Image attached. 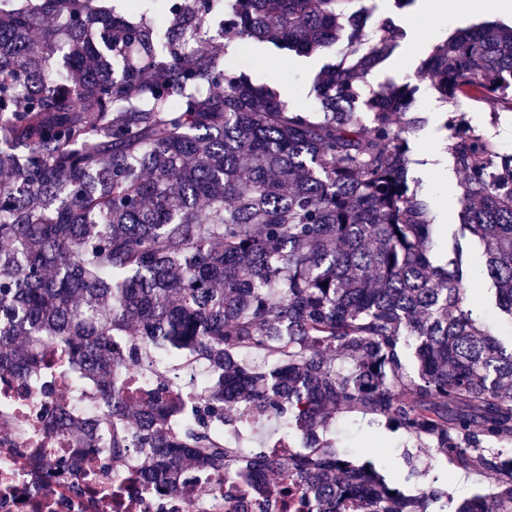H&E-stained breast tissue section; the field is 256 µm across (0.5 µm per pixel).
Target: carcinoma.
<instances>
[{
  "mask_svg": "<svg viewBox=\"0 0 512 512\" xmlns=\"http://www.w3.org/2000/svg\"><path fill=\"white\" fill-rule=\"evenodd\" d=\"M354 0H179L127 22L94 0H0V380L64 348L100 391V423L51 413L82 448L119 462L141 490L185 479L288 475L302 512H512V344L467 307L462 258L435 257V224L407 182L417 87L351 105L393 54ZM309 53L342 44L313 86L314 110L224 66L203 40ZM427 72L443 99L512 102V27L484 25L438 46ZM463 234L484 248L496 305L512 319V152L461 121ZM205 365L199 408L172 413L194 381L165 360ZM260 351L256 365L244 354ZM148 401L118 380L141 361ZM358 412L495 480L454 501L405 450L392 477L326 438ZM274 415L300 439L283 462L244 454L225 427ZM496 447L491 448L489 444Z\"/></svg>",
  "mask_w": 512,
  "mask_h": 512,
  "instance_id": "carcinoma-1",
  "label": "carcinoma"
}]
</instances>
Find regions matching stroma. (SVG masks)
<instances>
[{"label": "stroma", "instance_id": "1", "mask_svg": "<svg viewBox=\"0 0 512 512\" xmlns=\"http://www.w3.org/2000/svg\"><path fill=\"white\" fill-rule=\"evenodd\" d=\"M421 4L422 0H410L403 6L397 0H358V7L365 10L368 30H376L379 23L388 20L400 29L401 38L391 57L361 84V100L354 109L363 111L364 100L380 86L406 82L418 85L415 111L420 122L410 137L409 175L427 200L430 217L437 226V253L446 256L454 248H461L466 282L478 288L469 304L475 312L483 314L497 336L507 340L512 338V320L503 317L495 306L483 247L475 240L456 236L463 176L455 168L450 147L451 124L462 118L487 143L512 151V109L493 98L462 96L443 100L433 87L425 64L433 50L457 31L487 21L512 26V14L486 10L480 0H448L447 9L428 17L423 14ZM226 46L227 67L248 73L256 83L289 91V106L307 109L315 108L313 84L327 64L334 61L337 52L332 46L299 55L272 42ZM330 435L343 447L357 448V461H370L389 471L398 466L407 444L400 432L368 426L366 419L357 413L338 415ZM417 454L427 478H438L452 497L493 489L490 479L480 472L448 468L434 449L421 448Z\"/></svg>", "mask_w": 512, "mask_h": 512}]
</instances>
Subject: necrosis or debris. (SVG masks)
Returning <instances> with one entry per match:
<instances>
[{
	"label": "necrosis or debris",
	"instance_id": "necrosis-or-debris-1",
	"mask_svg": "<svg viewBox=\"0 0 512 512\" xmlns=\"http://www.w3.org/2000/svg\"><path fill=\"white\" fill-rule=\"evenodd\" d=\"M44 352L36 375L0 384V425L8 429L0 440V512H154L149 499L114 472L98 466L89 473L56 469L77 448L68 433L45 428L46 403L94 423L99 396L95 381L75 373L69 355L52 346ZM172 501L179 512H292L280 483L260 490L244 484L230 498L214 478L187 487Z\"/></svg>",
	"mask_w": 512,
	"mask_h": 512
}]
</instances>
